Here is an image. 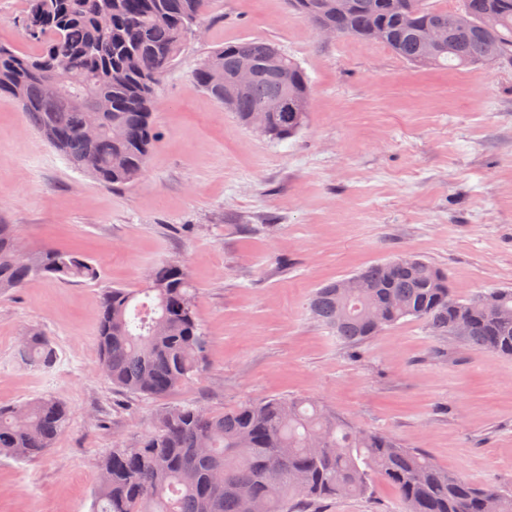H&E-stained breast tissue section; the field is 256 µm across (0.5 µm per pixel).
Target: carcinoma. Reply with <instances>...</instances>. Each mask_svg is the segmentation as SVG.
Instances as JSON below:
<instances>
[{
    "label": "carcinoma",
    "mask_w": 512,
    "mask_h": 512,
    "mask_svg": "<svg viewBox=\"0 0 512 512\" xmlns=\"http://www.w3.org/2000/svg\"><path fill=\"white\" fill-rule=\"evenodd\" d=\"M312 26L327 23L338 38L379 43L416 67H485L489 56L512 64V0H457L478 28L449 25L453 12L431 0H287ZM211 0H24L23 33L33 54L0 43V97L22 106L25 121L75 168L102 185L124 187L144 172L158 142L155 87L174 65L188 37L202 26ZM445 30L442 47L427 56L417 37L423 24ZM271 42L240 39L213 50L194 71L193 85L224 104V80L249 56L259 75L228 105L246 127L275 141L295 137L306 124L311 81L281 53L287 78L267 73ZM78 73L85 84H66ZM23 90L19 95L16 90ZM291 112H262L275 93ZM110 99L101 133L84 135L94 96ZM98 268L83 254L53 248L27 250L12 224H0V294L35 278L94 280ZM352 288L331 282L310 301L313 317L337 339L359 344L411 318L435 336L453 335L477 351L512 357V288L468 300L454 297L448 274L416 256H400L355 274ZM100 365L125 392L162 398L193 378L203 364L206 336L196 315V289L187 270L155 268L144 288L112 287L97 314ZM15 359L47 372L58 361L52 341L34 330L17 344ZM68 407L51 396L0 404V455L24 461L43 455L66 430ZM109 473L98 485L92 512H303L314 504L366 496L382 480L403 512H512V492L478 487L448 472L391 436L356 427L303 399L266 397L222 413L195 406L164 410L154 432L101 460ZM224 482H213L216 472Z\"/></svg>",
    "instance_id": "1"
}]
</instances>
